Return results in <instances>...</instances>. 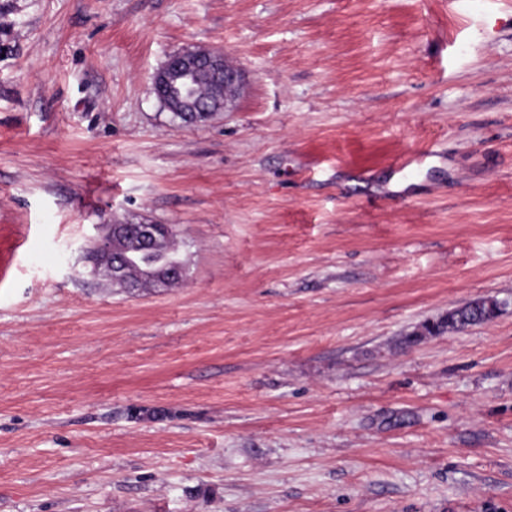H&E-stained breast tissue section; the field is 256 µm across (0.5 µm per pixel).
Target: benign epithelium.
Masks as SVG:
<instances>
[{
	"label": "benign epithelium",
	"instance_id": "7a95c632",
	"mask_svg": "<svg viewBox=\"0 0 512 512\" xmlns=\"http://www.w3.org/2000/svg\"><path fill=\"white\" fill-rule=\"evenodd\" d=\"M208 70L215 76H224V109H230L245 84V75L227 55L204 49H182L170 54L154 78L155 91H163L171 107L179 112L188 104L192 112L210 111L208 101L195 92V78L199 71ZM101 233L95 239V252L84 259L92 264V272L108 280H122L128 287L138 284L128 282V254L124 247L127 239H135L144 251H156L160 244L174 239L169 224H152L146 221H109L98 225ZM184 262L176 258L163 266H145L138 269L141 281H183Z\"/></svg>",
	"mask_w": 512,
	"mask_h": 512
}]
</instances>
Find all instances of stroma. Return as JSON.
Here are the masks:
<instances>
[{"label":"stroma","instance_id":"1","mask_svg":"<svg viewBox=\"0 0 512 512\" xmlns=\"http://www.w3.org/2000/svg\"><path fill=\"white\" fill-rule=\"evenodd\" d=\"M198 47L247 84L188 125ZM114 217L183 281L93 276ZM17 235L0 512H512V0H0ZM175 62L177 73L171 74L168 70ZM208 70L218 78L224 74V111L229 110L245 84V75L240 68L234 65L227 55L204 49H182L170 54L154 78L156 92L164 91L169 104L176 112H181L184 104H190L189 113L209 112L208 101L195 92V78L198 71ZM502 302L487 298L472 301L463 307L448 312V315L435 322L423 325L422 332H414L405 336L401 343L410 345L417 342L423 335H438L447 331H460L469 326L479 325L491 321L501 312Z\"/></svg>","mask_w":512,"mask_h":512}]
</instances>
